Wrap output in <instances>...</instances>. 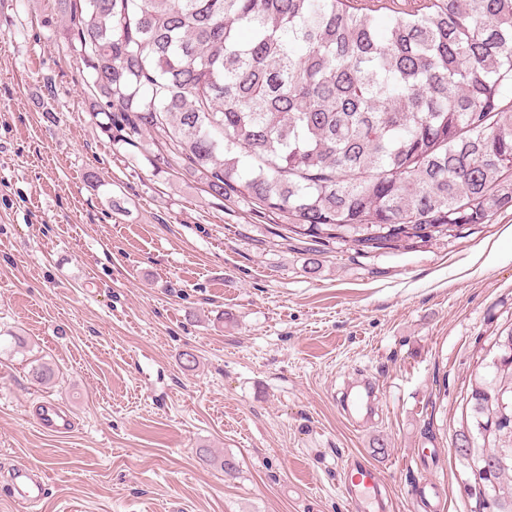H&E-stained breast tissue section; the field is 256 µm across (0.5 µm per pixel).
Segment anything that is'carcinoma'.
Returning a JSON list of instances; mask_svg holds the SVG:
<instances>
[{
	"label": "carcinoma",
	"mask_w": 512,
	"mask_h": 512,
	"mask_svg": "<svg viewBox=\"0 0 512 512\" xmlns=\"http://www.w3.org/2000/svg\"><path fill=\"white\" fill-rule=\"evenodd\" d=\"M113 140L302 238L396 249L512 209V0H65ZM508 361L469 392L512 414ZM512 512V424L467 463Z\"/></svg>",
	"instance_id": "carcinoma-1"
}]
</instances>
